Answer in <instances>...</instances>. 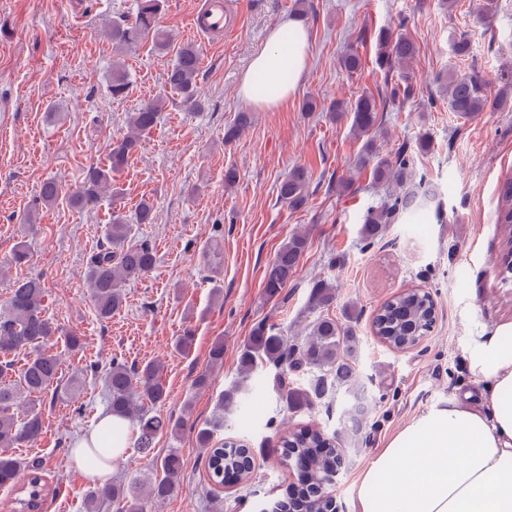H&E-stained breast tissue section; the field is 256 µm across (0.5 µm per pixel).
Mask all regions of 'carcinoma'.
<instances>
[{
  "label": "carcinoma",
  "mask_w": 512,
  "mask_h": 512,
  "mask_svg": "<svg viewBox=\"0 0 512 512\" xmlns=\"http://www.w3.org/2000/svg\"><path fill=\"white\" fill-rule=\"evenodd\" d=\"M162 0H138L137 12L127 22H115L105 30V35L116 49L126 51L152 39L154 47L162 50L170 35L161 25ZM375 65L384 74L395 68L406 70L419 53L415 39L401 30L381 29L374 34ZM349 73L364 68L359 51L350 48L340 61ZM200 58L196 48L185 45L176 61L167 70L165 83L180 96L183 104H198V75ZM508 82L495 96L488 90L485 78L476 71L461 72L450 69L440 79L448 100V110L461 117L478 112L495 111L512 101V60L507 66ZM131 82L126 68L112 66L110 92L115 99L127 96ZM165 101H149L130 113V133L110 145L108 164L89 166L81 185L68 197L69 204L77 209L90 208L102 194L111 191L112 174L120 171L137 149L140 136L156 123L158 112ZM351 112V130L357 137L365 138L362 152L355 160V168L371 167L375 184L391 186L389 198L368 211L363 217V239L374 241L382 236L388 226L403 212L413 211L426 204L431 192L416 180L415 173L405 156L392 160L380 154L376 146L379 104L373 93L366 91L354 104L346 107L338 102L333 117ZM249 112L237 113L234 122L224 131V140L232 141L251 124ZM310 177L306 168L296 166L279 185L280 201L290 209L302 207L308 197ZM60 186L48 179L41 184L39 201L44 205L57 202ZM496 223L500 224L506 245L512 248V179L500 189V206ZM133 225L127 224L120 213H112L107 226L105 242L88 261L87 282L92 291L97 315L110 319L125 302L127 284L149 272L156 263L151 245L134 242ZM308 248L304 232L293 234L284 242L267 265L264 272L265 297L273 300L294 276L299 262ZM44 284L38 279L18 278L13 281L7 301L8 311L0 316V490L17 491L14 508L19 512H41L48 494L44 481L45 460L39 456L20 459L11 449L41 437L44 430L42 412L33 397L58 384L61 355L53 351L56 338L64 337L70 351L82 348L78 332L64 331L45 312ZM334 286L324 279L315 281L309 297V307L321 309L333 304ZM435 303L430 292L403 291L386 301L377 310L372 329L380 341L398 349L411 350L420 344L422 337L431 332L435 322ZM33 349L30 357L14 383L1 378L10 369L8 358L18 349ZM265 364L278 374V396L289 410L297 412L315 408L323 400L344 393L347 397L339 428L327 436L315 428H296L279 438L282 463L301 469L307 482L290 485L278 501V512L288 508L302 512H330L327 496L331 478L340 465V454L347 453L360 440L366 419L365 391L358 370V338L345 323L328 316H318L306 326L304 337L287 344L281 331L265 322L258 323L251 336L238 352L239 380L224 391L218 400L217 420L197 430L198 447L206 454L209 478L216 485L224 484L230 476L249 481L254 471L253 450L244 444L228 441L214 443L215 431L224 426V414L239 405L240 397L248 392V381L254 370ZM108 409L126 421L135 435V446L142 452L154 448L155 440L163 434H173L180 424L166 420L148 409L167 399L162 382V367L149 362L141 368H131L118 359H112L106 376ZM183 460L172 449L162 463V475L145 484L106 482L90 491L86 508L93 512L99 504L115 506V512H155L160 504L178 493L181 487Z\"/></svg>",
  "instance_id": "1"
}]
</instances>
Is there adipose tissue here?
Wrapping results in <instances>:
<instances>
[{
  "label": "adipose tissue",
  "mask_w": 512,
  "mask_h": 512,
  "mask_svg": "<svg viewBox=\"0 0 512 512\" xmlns=\"http://www.w3.org/2000/svg\"><path fill=\"white\" fill-rule=\"evenodd\" d=\"M309 55L307 27L280 21L243 75L241 98L278 107L296 92ZM465 359L484 390L449 397L389 438L359 478L356 512H512V321L474 337ZM118 423L100 415L73 446L78 466L91 450L103 452L93 481L105 482L129 446L108 440Z\"/></svg>",
  "instance_id": "obj_1"
}]
</instances>
